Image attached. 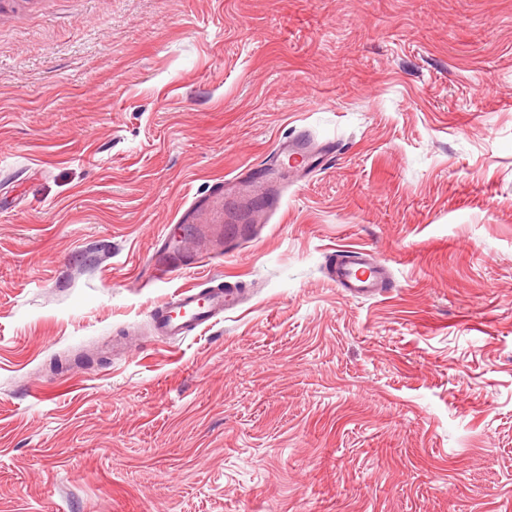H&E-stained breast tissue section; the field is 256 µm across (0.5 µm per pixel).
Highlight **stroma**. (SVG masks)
Returning a JSON list of instances; mask_svg holds the SVG:
<instances>
[{"mask_svg":"<svg viewBox=\"0 0 512 512\" xmlns=\"http://www.w3.org/2000/svg\"><path fill=\"white\" fill-rule=\"evenodd\" d=\"M305 133L254 241L145 277ZM0 512H512V0H0ZM336 253L340 254L335 256L332 278L352 297H376L389 285L386 268L381 264L372 265L367 259L370 255L367 250L338 249ZM239 291L231 288H215L206 291L192 290L178 293L171 302L172 309L157 316L159 336H181L213 318L233 310L241 304ZM176 312L177 316H172Z\"/></svg>","mask_w":512,"mask_h":512,"instance_id":"stroma-1","label":"stroma"}]
</instances>
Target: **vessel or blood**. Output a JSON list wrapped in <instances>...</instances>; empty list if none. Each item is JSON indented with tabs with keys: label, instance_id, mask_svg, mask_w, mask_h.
<instances>
[{
	"label": "vessel or blood",
	"instance_id": "obj_1",
	"mask_svg": "<svg viewBox=\"0 0 512 512\" xmlns=\"http://www.w3.org/2000/svg\"><path fill=\"white\" fill-rule=\"evenodd\" d=\"M334 147L308 138L281 143L280 154L287 164L274 163L262 168L258 179L238 176L224 179L214 195L201 206H188L177 215L185 230L175 237H164L147 261V275L156 281L169 279L175 272L212 265L234 254L252 227L269 223L280 208L288 182L313 172ZM367 250H341L333 263L332 277L338 287L354 297L381 295L388 285L383 265L371 264ZM241 303L237 290L215 288L183 291L171 300V309L157 316V333L180 336L201 326Z\"/></svg>",
	"mask_w": 512,
	"mask_h": 512
}]
</instances>
